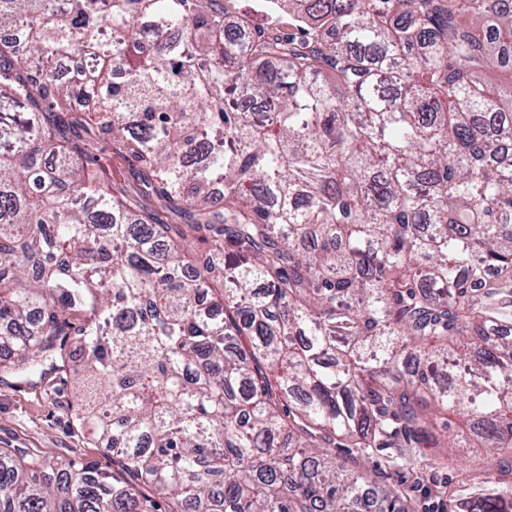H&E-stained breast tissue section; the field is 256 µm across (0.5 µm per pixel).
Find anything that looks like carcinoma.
<instances>
[{"label":"carcinoma","instance_id":"obj_1","mask_svg":"<svg viewBox=\"0 0 512 512\" xmlns=\"http://www.w3.org/2000/svg\"><path fill=\"white\" fill-rule=\"evenodd\" d=\"M208 2L0 0V376L116 467L0 448V512H410L338 440L512 512V0ZM109 145L107 137L103 138L102 136L100 141L94 145V153L100 159V162L107 174L114 179L124 180L129 183H136V169L122 159L112 156V151Z\"/></svg>","mask_w":512,"mask_h":512}]
</instances>
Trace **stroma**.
Listing matches in <instances>:
<instances>
[{
  "label": "stroma",
  "instance_id": "stroma-1",
  "mask_svg": "<svg viewBox=\"0 0 512 512\" xmlns=\"http://www.w3.org/2000/svg\"><path fill=\"white\" fill-rule=\"evenodd\" d=\"M73 380L51 373L35 384L0 378V448H25L31 453L76 462L94 461L111 469L112 456L99 446L90 429L75 418ZM390 448H373L365 463L383 484H399L409 493L413 512H453L448 491L456 486L463 470L479 465L471 449H457V466L428 468L417 462L394 459Z\"/></svg>",
  "mask_w": 512,
  "mask_h": 512
}]
</instances>
